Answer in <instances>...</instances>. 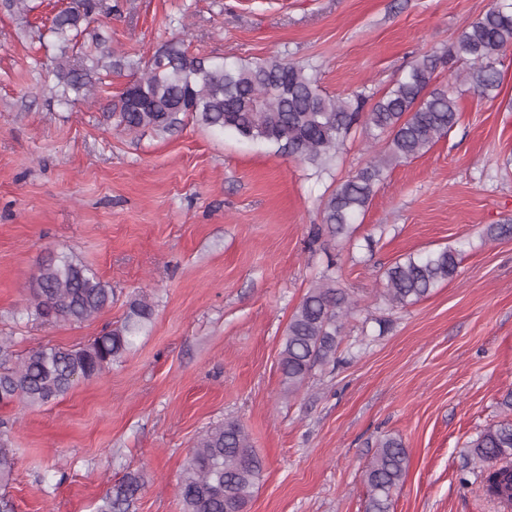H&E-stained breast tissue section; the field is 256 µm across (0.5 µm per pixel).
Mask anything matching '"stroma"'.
<instances>
[{
    "mask_svg": "<svg viewBox=\"0 0 512 512\" xmlns=\"http://www.w3.org/2000/svg\"><path fill=\"white\" fill-rule=\"evenodd\" d=\"M490 0H101L118 54L147 63L173 35L226 61L305 66L330 95L382 93L443 52ZM63 0L0 12V340L14 359L91 342L144 298L153 317L125 356L44 406L0 405L15 455L0 496L13 512H95L126 473L147 483L132 512H182L179 476L198 439L241 421L264 461L246 512H365L367 461L395 435L409 454L390 512H512L486 495L469 444L512 418V51L496 97L449 63L459 120L391 168L352 238L322 237L323 203L372 150L356 132L329 172L186 121L130 133L106 121L134 71L60 105L55 48L38 36ZM461 246L457 277L403 307L382 273L410 253ZM61 254L113 290L84 323L28 315L38 265ZM348 288L335 362L289 393L278 352L290 317L328 269Z\"/></svg>",
    "mask_w": 512,
    "mask_h": 512,
    "instance_id": "obj_1",
    "label": "stroma"
}]
</instances>
